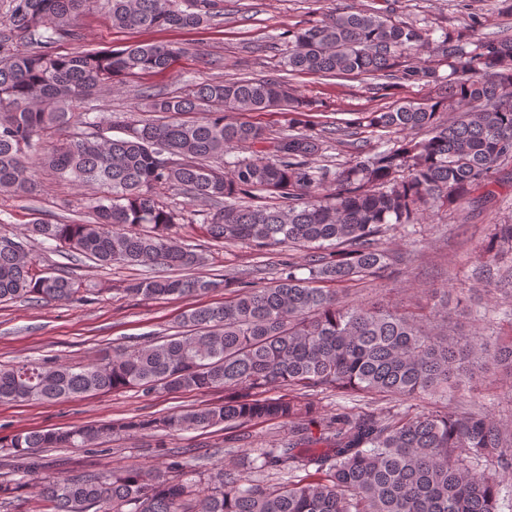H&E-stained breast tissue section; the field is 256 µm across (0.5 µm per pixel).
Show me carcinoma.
I'll list each match as a JSON object with an SVG mask.
<instances>
[{
	"instance_id": "obj_1",
	"label": "carcinoma",
	"mask_w": 512,
	"mask_h": 512,
	"mask_svg": "<svg viewBox=\"0 0 512 512\" xmlns=\"http://www.w3.org/2000/svg\"><path fill=\"white\" fill-rule=\"evenodd\" d=\"M87 0H9L0 15V192H33L32 160L91 191L89 221L35 219L27 237L82 255L103 267L163 266L128 285L145 300L206 295L222 286L217 305H192L176 331L90 363L46 359L0 368V403L58 402L137 388L160 392L232 390L224 403L189 407L149 419L89 423L70 429L20 431L9 447V501L39 482L51 512H498L500 485L473 472L493 464L512 469V433L480 409L448 405L490 362L512 376V340L476 330L453 334L441 313L424 316L351 302L337 285L381 279L399 261L381 237L391 224H420L433 209L495 200L496 167L512 160V36L473 38L444 33L436 41L448 65L408 64L429 46L431 31L372 9H338L288 32L282 60L288 75L362 76L380 93L392 81L426 82L444 95L403 102L382 112H353L314 130L288 81L247 77L195 82L183 93H143L155 119L112 127L77 111L94 92L127 78L168 69L179 44L135 42L122 49L54 52L81 40L78 19ZM112 26L141 30L200 29L221 17L215 0H106ZM22 44L12 49L9 42ZM456 107L452 120L443 113ZM280 110L288 132L266 136L262 126L232 121L229 112ZM393 142L331 171L319 164L330 136L361 126ZM74 127L65 142L45 148L51 128ZM260 146L272 160L227 161L238 146ZM175 189L207 207L210 239L263 250L313 251L308 263L282 264L278 276L222 282L194 273L203 251L170 234L184 216L159 199ZM483 188L485 194L472 193ZM484 273L494 282L512 254V222H496L481 246ZM28 242L0 234V303L92 301L82 281L36 269ZM278 386L288 389L271 394ZM375 394L399 401L428 396L429 409L357 412L339 405L326 417L313 397ZM289 425L288 443L258 448L250 480L213 464L199 489L180 461L161 470L113 467L75 476H40L44 448H100L118 431L166 436L224 426ZM282 473L294 481L271 485ZM304 477L299 479L297 474Z\"/></svg>"
}]
</instances>
